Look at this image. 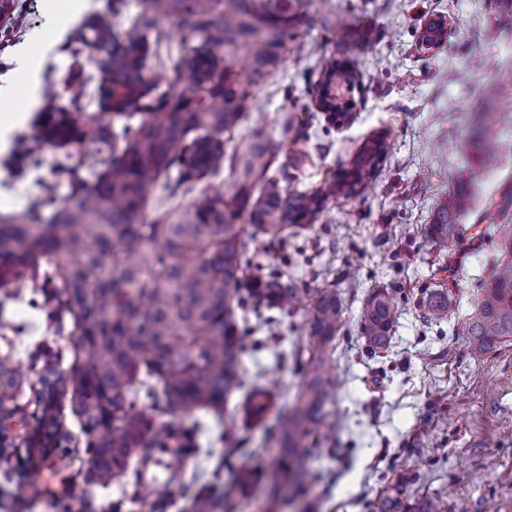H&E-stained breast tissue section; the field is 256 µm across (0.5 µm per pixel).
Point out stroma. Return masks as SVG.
<instances>
[{
	"label": "stroma",
	"mask_w": 512,
	"mask_h": 512,
	"mask_svg": "<svg viewBox=\"0 0 512 512\" xmlns=\"http://www.w3.org/2000/svg\"><path fill=\"white\" fill-rule=\"evenodd\" d=\"M336 18L345 20L361 51L353 60L356 83L337 98L349 116L341 123L317 114L308 137L298 143L303 163L290 189L303 190L348 168L371 138L385 136L388 148L367 189L357 197L337 198L317 228L288 240L301 262L288 270L308 285L333 284L341 297L345 327L336 338V451L304 454L303 462L320 474L305 500L316 512H370L379 495L393 499L391 512H418L420 504L443 496L447 512H512V340L483 354L470 351L466 323L475 311L481 285L498 253L489 237L493 227L486 205L512 192V85L489 98L485 90L499 70L512 66V32L504 31L499 0H332ZM319 0H283L294 18L293 41L275 83L254 88L255 110L245 125L272 126L276 116L313 106L309 79L322 52L334 44ZM446 22L442 41L420 45L424 25ZM36 31L40 85L36 105L26 100L27 75L18 64L0 72L11 96L0 97V114L19 111L23 119L0 150V216L38 208L69 191L61 165L80 161L77 146L45 140V126L57 107L67 105L68 84L78 70L68 46L74 28L58 32L45 8H38ZM498 113L484 127V113ZM497 145L496 164L479 181H459L475 167L484 138ZM467 194L461 217L464 233L438 253L432 240L436 211L455 191ZM361 287L351 291L346 275ZM399 288L403 304L389 348L371 355L358 331L369 291ZM443 288L452 311L447 322H428L419 305L425 293ZM0 314V356L13 350L24 380L23 393L8 420L9 443L0 451V512H110L125 497L129 512H149L130 496L125 484L85 482V438L73 415L63 431L69 438L40 459L36 481L27 439L41 409L38 370L29 353L38 340L65 349L67 337L55 335L43 302L30 289ZM304 312L285 318L284 331L267 347L243 359L246 378L262 376L277 387L279 405L291 404L302 375L287 359L301 335ZM194 431L197 454L164 456L147 478L169 485L175 500L197 489L222 468L224 451L237 449L242 461L272 463L275 446L266 429L244 431L231 421L215 422L201 412L170 419ZM182 482L170 484L171 472Z\"/></svg>",
	"instance_id": "1"
}]
</instances>
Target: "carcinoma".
Wrapping results in <instances>:
<instances>
[{
	"mask_svg": "<svg viewBox=\"0 0 512 512\" xmlns=\"http://www.w3.org/2000/svg\"><path fill=\"white\" fill-rule=\"evenodd\" d=\"M177 19L182 42L202 41L204 52L172 49L159 28ZM89 35L75 43L103 55L88 59L103 73L93 87L87 72L72 89L70 108L47 134L50 143L75 141L83 162L62 168L69 193L44 220L0 217V287L29 282L53 312L58 328L68 331L74 368L60 369L63 354L46 361L40 376L43 392L32 440L58 426L61 406H68L85 436L87 477L101 485L134 478L135 496L150 512H165L167 489L141 483L143 471L163 454L184 452L182 434L156 417L201 411L224 419L227 402L239 401L233 415L243 428L278 424L277 465L262 470L224 455V495L214 485L198 488L185 512H233L230 492L246 497L262 491L267 507L280 506L284 489L299 488L306 474L299 453L320 454L336 428L332 409L334 341L343 327L341 298L333 285L306 287L277 267L266 268L249 256L251 243L288 248V230L314 227L329 202L362 193L386 152L380 138L361 151L344 170L305 191H288V165L301 155L291 149L304 124L285 114L279 132L257 126L233 134L252 108V89L268 83L285 62L292 35L288 16L270 0H143L125 42L112 31V15L94 14ZM342 57L323 55L314 87L317 108L339 117L341 106L330 97L332 83L353 88L356 75L348 57L359 47L341 25ZM154 56L164 101L146 104L159 89L143 76ZM98 92L100 112L82 106L87 90ZM123 117L116 130L104 116ZM89 165L90 184L80 174ZM101 166L96 170L95 166ZM231 193L209 179L224 169ZM469 206L458 192L436 213V243L461 234L459 218ZM495 242L506 258L491 270L475 315L468 323V343L481 354L512 339V224L497 228ZM431 322L448 319L444 290L422 303ZM394 290L370 292L360 314L359 332L370 352L389 347L399 314ZM303 309L304 339L294 352L304 380L289 407L259 376L242 380L243 358L277 335L284 316ZM8 357L0 358V412L19 379Z\"/></svg>",
	"mask_w": 512,
	"mask_h": 512,
	"instance_id": "carcinoma-1",
	"label": "carcinoma"
}]
</instances>
